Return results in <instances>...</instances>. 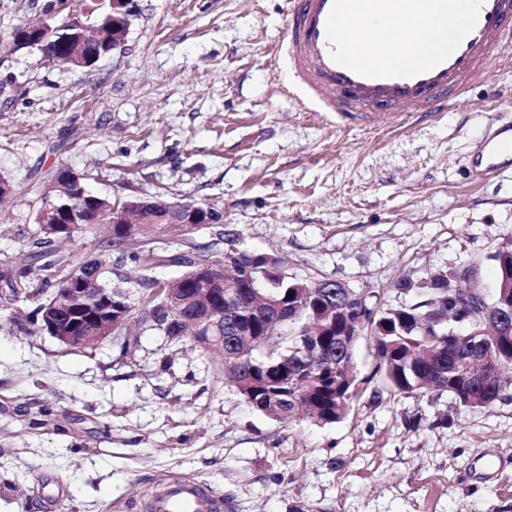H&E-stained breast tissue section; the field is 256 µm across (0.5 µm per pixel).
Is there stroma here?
<instances>
[{
  "instance_id": "35a3bbf8",
  "label": "stroma",
  "mask_w": 512,
  "mask_h": 512,
  "mask_svg": "<svg viewBox=\"0 0 512 512\" xmlns=\"http://www.w3.org/2000/svg\"><path fill=\"white\" fill-rule=\"evenodd\" d=\"M124 46L85 69L12 44L14 29L47 18L55 0H0V266L33 253L39 188L56 170L89 189L216 205L224 221L190 243L166 235L164 282L175 255L241 249L281 259L291 277L341 280L370 304L398 300L401 279L479 263L512 240V160L480 173L498 131L512 124V49L437 112L380 128L341 126L279 92L274 48L288 0H136ZM95 228L63 254L131 263ZM0 281V512H46L34 480L66 485L55 512H142L153 487L188 476L223 512H512V383L475 412L447 393L397 395L376 373L369 343L355 351L362 391L346 417L279 422L225 383L210 354L131 323L127 350L104 342L69 351L12 318Z\"/></svg>"
}]
</instances>
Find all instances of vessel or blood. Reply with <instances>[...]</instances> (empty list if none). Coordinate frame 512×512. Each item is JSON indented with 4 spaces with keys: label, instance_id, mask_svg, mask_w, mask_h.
Listing matches in <instances>:
<instances>
[{
    "label": "vessel or blood",
    "instance_id": "1",
    "mask_svg": "<svg viewBox=\"0 0 512 512\" xmlns=\"http://www.w3.org/2000/svg\"><path fill=\"white\" fill-rule=\"evenodd\" d=\"M290 0L284 37L288 74L308 104L342 121L374 123L436 112L465 94L488 59L512 44V0ZM382 37L355 49L356 27ZM224 503L187 477L160 484L144 512H222Z\"/></svg>",
    "mask_w": 512,
    "mask_h": 512
}]
</instances>
